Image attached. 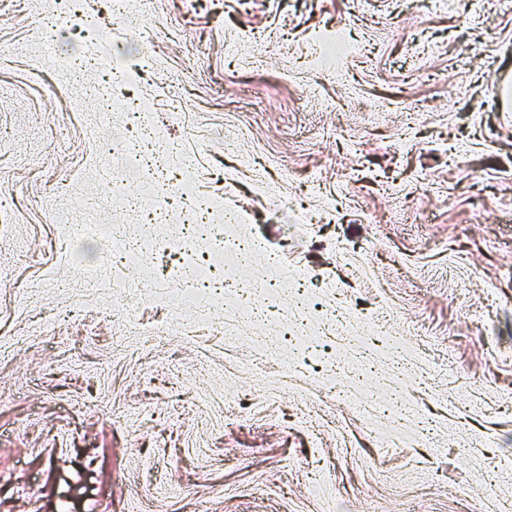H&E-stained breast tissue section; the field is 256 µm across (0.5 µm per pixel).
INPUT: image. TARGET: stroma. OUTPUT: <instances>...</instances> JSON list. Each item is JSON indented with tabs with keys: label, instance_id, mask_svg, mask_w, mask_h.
Here are the masks:
<instances>
[{
	"label": "stroma",
	"instance_id": "1",
	"mask_svg": "<svg viewBox=\"0 0 512 512\" xmlns=\"http://www.w3.org/2000/svg\"><path fill=\"white\" fill-rule=\"evenodd\" d=\"M124 2L0 0V512H512V108L495 83L512 8ZM347 33L367 52L324 62ZM72 56L95 65L59 66ZM104 67L115 96L154 102L163 138L143 149L191 157L198 195L264 246L238 275L278 286L253 299L265 333L209 294L197 328L165 250L155 287H113L112 245L145 218L122 203L140 176L117 171L141 131L106 108ZM88 221L98 236H75ZM339 316L348 330L321 332Z\"/></svg>",
	"mask_w": 512,
	"mask_h": 512
}]
</instances>
